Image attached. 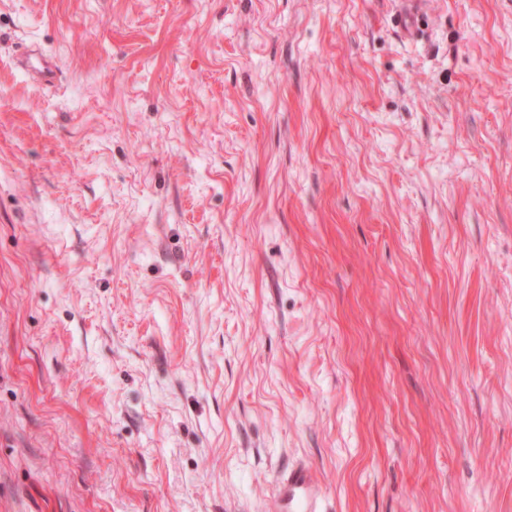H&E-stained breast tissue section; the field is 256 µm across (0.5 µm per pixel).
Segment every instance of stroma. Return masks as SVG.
Masks as SVG:
<instances>
[{
    "instance_id": "stroma-1",
    "label": "stroma",
    "mask_w": 512,
    "mask_h": 512,
    "mask_svg": "<svg viewBox=\"0 0 512 512\" xmlns=\"http://www.w3.org/2000/svg\"><path fill=\"white\" fill-rule=\"evenodd\" d=\"M403 3L0 0V512H512V0ZM22 58L31 60L30 67L36 71L39 80L43 84L49 85L54 81L59 67L42 50L39 48H28ZM323 491L316 470L306 461H297L274 480L270 512H323Z\"/></svg>"
}]
</instances>
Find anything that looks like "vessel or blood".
I'll return each mask as SVG.
<instances>
[{
	"label": "vessel or blood",
	"mask_w": 512,
	"mask_h": 512,
	"mask_svg": "<svg viewBox=\"0 0 512 512\" xmlns=\"http://www.w3.org/2000/svg\"><path fill=\"white\" fill-rule=\"evenodd\" d=\"M23 57L29 60L43 84L54 81L58 67L42 50L27 49ZM322 496L323 491L312 464L298 461L276 476L270 512H322Z\"/></svg>",
	"instance_id": "b4317fda"
}]
</instances>
